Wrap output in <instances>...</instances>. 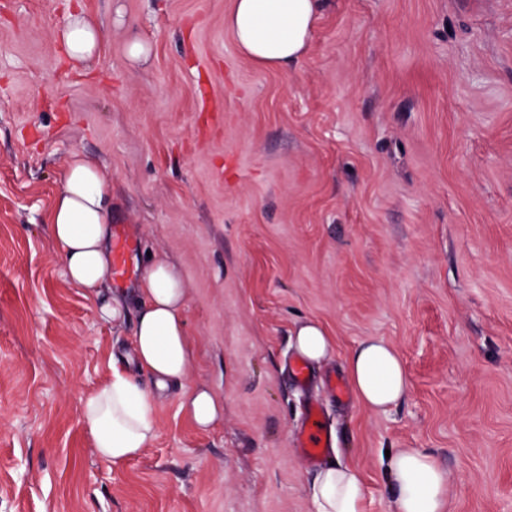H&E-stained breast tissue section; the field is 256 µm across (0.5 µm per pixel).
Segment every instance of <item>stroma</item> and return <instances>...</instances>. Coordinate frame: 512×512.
I'll return each mask as SVG.
<instances>
[{
  "label": "stroma",
  "mask_w": 512,
  "mask_h": 512,
  "mask_svg": "<svg viewBox=\"0 0 512 512\" xmlns=\"http://www.w3.org/2000/svg\"><path fill=\"white\" fill-rule=\"evenodd\" d=\"M232 0H0V512H312L294 443L321 406L363 512H393L385 450L448 473L449 512H512V0H321L307 55L266 70L224 28ZM103 30L72 69L76 9ZM147 62L125 54L132 37ZM112 177V230L187 288L190 383L150 447L100 461L80 397L125 368L133 319L102 321L46 215L74 152ZM332 357L299 389L296 322ZM394 344L408 396L375 414L324 377ZM181 407L201 429H209L217 423L222 411L224 416V408L220 402L209 391L199 386L184 391Z\"/></svg>",
  "instance_id": "stroma-1"
}]
</instances>
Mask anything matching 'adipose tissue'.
<instances>
[{
  "instance_id": "ef3b65f1",
  "label": "adipose tissue",
  "mask_w": 512,
  "mask_h": 512,
  "mask_svg": "<svg viewBox=\"0 0 512 512\" xmlns=\"http://www.w3.org/2000/svg\"><path fill=\"white\" fill-rule=\"evenodd\" d=\"M318 0H233L224 27L238 50L263 69L295 63L307 52ZM57 37L73 67L91 61L102 42L101 28L76 12ZM112 178L94 160L73 153L49 213L52 238L70 282L84 290L101 320L123 322L136 308L129 362L147 371L152 387H142L127 372L112 377L80 399V415L99 459L118 465L140 456L157 432L158 392L188 379L191 350L185 320L187 290L177 266L166 256L151 255L131 294L112 290ZM293 334L300 357L318 364L328 359L335 341L318 322L298 324ZM345 372L357 402L372 411L397 404L409 391V376L396 350L384 340H368L345 360ZM181 406L197 427L217 423L223 408L206 389L183 393ZM394 491V512H447L448 475L432 454L398 450L385 460ZM314 512H362L359 471L332 455L309 488Z\"/></svg>"
}]
</instances>
